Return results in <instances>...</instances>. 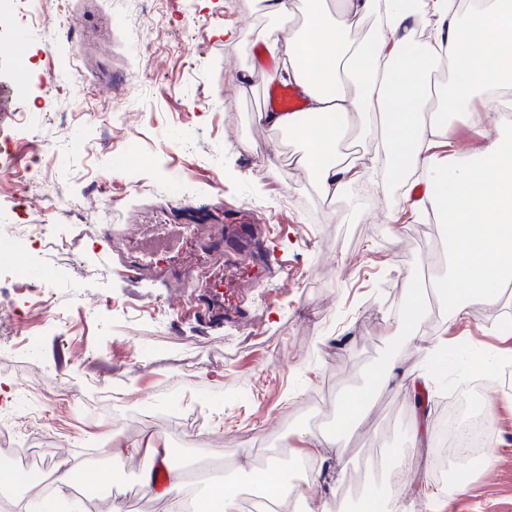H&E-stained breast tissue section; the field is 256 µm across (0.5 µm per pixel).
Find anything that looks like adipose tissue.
I'll return each instance as SVG.
<instances>
[{"instance_id": "ef3b65f1", "label": "adipose tissue", "mask_w": 512, "mask_h": 512, "mask_svg": "<svg viewBox=\"0 0 512 512\" xmlns=\"http://www.w3.org/2000/svg\"><path fill=\"white\" fill-rule=\"evenodd\" d=\"M303 3L299 9L293 0H265L272 23L255 28L252 37L282 61L268 81L285 79L298 87L312 121L302 128L293 114L277 111L260 113V120L301 140L302 160L325 197H336L373 167L394 178L408 167L419 171L425 192L412 209H432L455 227L449 242L453 270L438 278L437 294L455 299V316L466 315L474 302L494 298L512 284V140L489 139L475 164H440L434 151L447 134L448 115L461 111L468 122L483 124L482 111L461 106L473 90L506 89L512 75V0H484L464 17L452 0H420L416 11L407 9V0H336L331 11L324 0ZM371 14L377 17L372 40L354 43L351 19ZM428 23L431 42H416V31ZM438 67L452 78L444 95L432 94L425 82ZM354 120L375 144L370 161L343 155L339 148L343 127ZM424 305L420 292L411 290L397 331L428 348L435 361L446 360V344H430L418 327ZM129 453L143 455L140 477L147 489L155 481V464H167L169 512H181L185 475L166 450L135 444ZM78 478L71 469L58 472L60 493L48 497L39 484L0 469V487L23 485L35 512H62L63 490Z\"/></svg>"}]
</instances>
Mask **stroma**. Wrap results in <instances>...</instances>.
Wrapping results in <instances>:
<instances>
[{
	"label": "stroma",
	"instance_id": "1",
	"mask_svg": "<svg viewBox=\"0 0 512 512\" xmlns=\"http://www.w3.org/2000/svg\"><path fill=\"white\" fill-rule=\"evenodd\" d=\"M259 5L43 0L40 20L21 25L0 10V141L12 152L0 167V236L49 225L25 260L50 271L63 319L43 334L37 315L0 292V417H15L19 436L0 459L40 461L37 478L49 483L72 466L92 474L72 489L86 512H165V498L141 488L137 461L114 466L126 445L154 439L186 471L208 468L257 497L250 470L265 449L338 433L342 448L293 475L328 512L388 490L395 467L404 496L420 482L439 487L437 512H512V374L501 370L512 360V284L459 320L452 300L430 299L423 331L452 342L443 378L413 395L373 389L359 418L343 414L371 369L394 361L423 375L424 350L386 335L431 251L437 275L450 271L454 227L410 210L394 179L333 198L316 191L298 140L257 119L268 87L251 71ZM468 105L486 128L454 115L448 124L457 158L474 162L487 136H510L512 125L498 124L484 91ZM32 177L40 189L27 188ZM239 211L258 224L254 254L271 260L258 288L198 318L185 275L222 281L233 269L197 253L194 239L220 235ZM150 224L198 231L173 250L166 276L121 274ZM109 225L122 229L110 243ZM61 236L72 244L64 255ZM483 364L496 372L480 396L494 454L452 492L437 475V424ZM417 408L427 437L415 445Z\"/></svg>",
	"mask_w": 512,
	"mask_h": 512
}]
</instances>
